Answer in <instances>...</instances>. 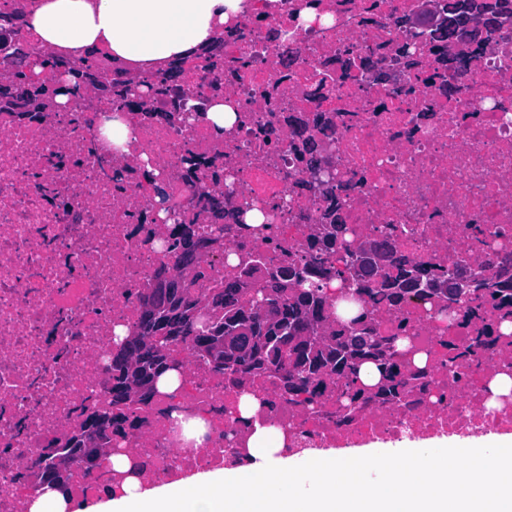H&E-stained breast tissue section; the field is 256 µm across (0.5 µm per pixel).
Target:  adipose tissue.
Segmentation results:
<instances>
[{"label":"adipose tissue","instance_id":"obj_1","mask_svg":"<svg viewBox=\"0 0 512 512\" xmlns=\"http://www.w3.org/2000/svg\"><path fill=\"white\" fill-rule=\"evenodd\" d=\"M245 0H43L29 20L43 41L90 54L105 47L135 75L205 50ZM245 462L162 484L129 477L123 493L72 507L49 488L22 512H512V473L500 465L512 435L433 438L286 454L256 427Z\"/></svg>","mask_w":512,"mask_h":512}]
</instances>
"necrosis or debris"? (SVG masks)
Masks as SVG:
<instances>
[{"instance_id":"necrosis-or-debris-1","label":"necrosis or debris","mask_w":512,"mask_h":512,"mask_svg":"<svg viewBox=\"0 0 512 512\" xmlns=\"http://www.w3.org/2000/svg\"><path fill=\"white\" fill-rule=\"evenodd\" d=\"M446 3L266 0L228 19L218 49L180 60L176 80L141 86L108 51L67 56L40 42L25 25L39 0H0V512H22L37 490L23 471L83 409L109 408L114 329L137 333L156 278L177 269L181 226L212 247L188 284L194 297L245 259L258 268L252 298L291 265L317 280L367 241L389 270L400 257L438 279L512 268V17L448 43L431 13ZM447 56L466 63L453 93ZM350 57L370 58L379 78ZM86 65L111 94L84 85L59 101ZM38 90L48 110L23 118L18 101ZM216 103L236 114L221 133L207 118ZM114 115L133 129L124 151L104 132ZM308 140L320 147L317 181ZM330 213L343 230L324 266H306ZM360 305L376 335L404 344L397 395L354 401L327 375L321 393L291 396L281 377L237 381L179 343L182 396L123 406L133 424L113 431V453L162 482L244 459L257 423L282 433L289 454L512 430V393L489 389L512 377V346L471 347L493 323L490 298L473 317L465 300L392 306L374 291ZM246 394L259 402L251 421ZM198 416L199 447L182 426Z\"/></svg>"}]
</instances>
